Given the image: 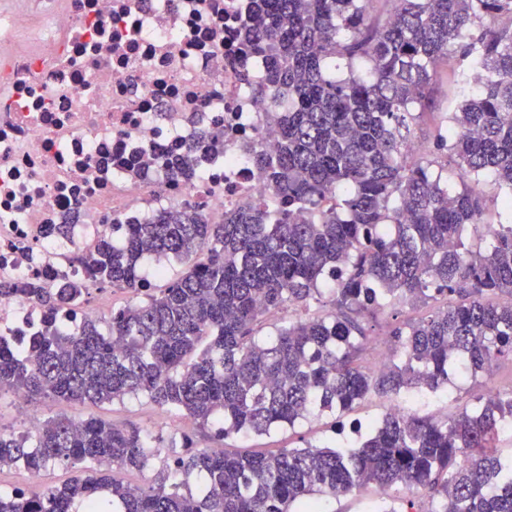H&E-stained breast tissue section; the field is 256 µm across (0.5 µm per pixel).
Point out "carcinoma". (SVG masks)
Segmentation results:
<instances>
[{
    "instance_id": "cac0c4a2",
    "label": "carcinoma",
    "mask_w": 512,
    "mask_h": 512,
    "mask_svg": "<svg viewBox=\"0 0 512 512\" xmlns=\"http://www.w3.org/2000/svg\"><path fill=\"white\" fill-rule=\"evenodd\" d=\"M254 2L243 25L266 75L251 92L273 113L277 140L250 156L269 201L221 223L198 205L165 209L125 225L118 245L98 240L85 280L0 284V295L44 309L27 349L0 335V390L92 404L141 394L226 438L348 411L373 394L442 392L512 358V0ZM442 61L458 76L479 68L483 83L413 154L410 124L426 114ZM169 174L200 176L187 159ZM487 176L499 224L484 222ZM468 229L490 250L467 243ZM147 255L185 270L145 292ZM105 284L136 299L106 321L64 327L63 313ZM326 294L333 310L310 313ZM405 306L428 311L400 322ZM287 309L260 337L266 316ZM387 315L392 353L378 369L362 357L365 325ZM511 426L512 388L443 421L388 412L348 444L196 449L134 489L112 472L145 470L162 438L97 417L52 418L33 433L0 431V466L62 463L79 475L31 497L0 492V512H323V498L369 486L389 494L372 512H512V456L499 450ZM422 497L430 508L417 506Z\"/></svg>"
}]
</instances>
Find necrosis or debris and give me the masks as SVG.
Segmentation results:
<instances>
[{
    "mask_svg": "<svg viewBox=\"0 0 512 512\" xmlns=\"http://www.w3.org/2000/svg\"><path fill=\"white\" fill-rule=\"evenodd\" d=\"M249 0H24L0 6V279L54 287L119 225L201 203L213 221L269 197L248 149L276 132L252 99L263 59ZM194 151L199 179L168 177ZM33 300L0 298V334H34Z\"/></svg>",
    "mask_w": 512,
    "mask_h": 512,
    "instance_id": "1",
    "label": "necrosis or debris"
}]
</instances>
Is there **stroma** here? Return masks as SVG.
Masks as SVG:
<instances>
[{
  "instance_id": "obj_1",
  "label": "stroma",
  "mask_w": 512,
  "mask_h": 512,
  "mask_svg": "<svg viewBox=\"0 0 512 512\" xmlns=\"http://www.w3.org/2000/svg\"><path fill=\"white\" fill-rule=\"evenodd\" d=\"M507 389L512 387V360L502 359L493 380L484 377L468 379L455 387L452 396L437 395L424 399L416 405L419 414L442 419L450 414L469 408L474 397L486 394L489 387ZM387 397L373 396L356 405L344 415L326 412L320 416L300 422L292 428H282L268 435L232 436L220 439L215 427H199L192 420L180 418L162 411L146 397L128 396L121 400L98 406L82 402H66L53 397L31 402L18 401L10 391L0 392V430L20 431L29 411H37L42 419L65 417L74 421L91 416L101 417L115 425L141 426L163 437H190L198 448H228L231 450L275 451L282 448H297L308 441L336 438L339 422L366 423L381 416L390 406ZM76 469L59 464L42 471L39 481H31L29 471L21 465L0 470V491L20 490L38 493L45 487L58 486L76 476Z\"/></svg>"
}]
</instances>
